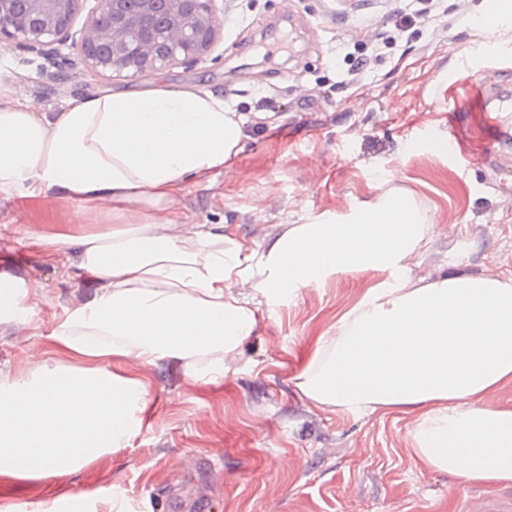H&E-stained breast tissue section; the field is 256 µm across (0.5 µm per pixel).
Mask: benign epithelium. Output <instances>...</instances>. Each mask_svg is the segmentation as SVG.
<instances>
[{
  "mask_svg": "<svg viewBox=\"0 0 512 512\" xmlns=\"http://www.w3.org/2000/svg\"><path fill=\"white\" fill-rule=\"evenodd\" d=\"M81 29L83 65L133 78L174 64L192 67L211 52L219 31L216 0H95ZM76 0H0V44L43 51L65 43Z\"/></svg>",
  "mask_w": 512,
  "mask_h": 512,
  "instance_id": "1",
  "label": "benign epithelium"
}]
</instances>
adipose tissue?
Returning a JSON list of instances; mask_svg holds the SVG:
<instances>
[{
    "label": "adipose tissue",
    "mask_w": 512,
    "mask_h": 512,
    "mask_svg": "<svg viewBox=\"0 0 512 512\" xmlns=\"http://www.w3.org/2000/svg\"><path fill=\"white\" fill-rule=\"evenodd\" d=\"M247 137L246 117L206 90L93 93L49 112L0 82V199L78 203L81 227L25 234L100 285L59 320L40 371L0 383V512H19L18 494L129 446L150 405L132 365L173 359L196 378L221 377L260 307L275 311L342 271L391 279L340 319L300 376L304 396L357 416L416 413L422 466L512 481V409L480 403L512 382V279L412 278L426 218L393 189L256 247L221 224L183 223L188 184L223 170Z\"/></svg>",
    "instance_id": "1"
}]
</instances>
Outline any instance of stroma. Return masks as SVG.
Returning <instances> with one entry per match:
<instances>
[{"label":"stroma","mask_w":512,"mask_h":512,"mask_svg":"<svg viewBox=\"0 0 512 512\" xmlns=\"http://www.w3.org/2000/svg\"><path fill=\"white\" fill-rule=\"evenodd\" d=\"M489 0H440L413 30L396 27L414 0H219L220 37L193 68L137 78L92 74L75 41L48 52L0 46V80L58 108L71 95L154 84L209 90L230 111L254 117L243 150L222 173L187 186L183 219L228 224L246 244L323 214L375 202L379 173L431 224L409 262L423 282L484 275L512 279V112L493 142L470 88L512 92V30L477 29ZM370 62L355 72V59ZM465 154L434 150L437 140ZM75 204L48 197L0 199V284L28 286V325L0 322V377L39 369L64 309L88 300L82 282L17 235ZM346 271L260 319L222 379L191 376L183 362L136 367L151 384L152 410L131 447L51 485L26 490L45 501L120 483L128 512H464L483 482L419 465L415 414L355 417L317 408L297 386L340 317L387 280Z\"/></svg>","instance_id":"stroma-1"}]
</instances>
